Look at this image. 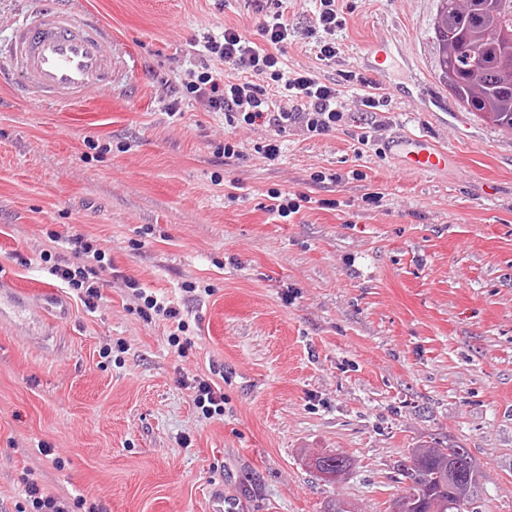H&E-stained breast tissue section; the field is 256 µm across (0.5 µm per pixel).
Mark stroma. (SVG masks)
I'll return each instance as SVG.
<instances>
[{
    "label": "stroma",
    "mask_w": 512,
    "mask_h": 512,
    "mask_svg": "<svg viewBox=\"0 0 512 512\" xmlns=\"http://www.w3.org/2000/svg\"><path fill=\"white\" fill-rule=\"evenodd\" d=\"M69 5L108 26L111 85L60 108L0 84V277L26 306L0 322V512H26V477L81 497L75 512H210L216 494L238 512H323L339 496L387 512L400 462L429 441L471 450L478 512H512V134L438 81L437 0H340L330 62L312 0H288L285 64L335 84L347 115L320 136L233 128L182 93L201 67L225 70L202 36L258 40L249 0ZM375 41L394 57L381 71ZM374 70L387 102L367 114ZM407 134L454 161L403 169L384 145ZM274 136L271 164L254 147ZM228 139L240 157H224ZM272 189L308 201L284 220ZM54 233L111 257L95 309L61 284L66 317L34 297L42 254L76 261ZM129 279L177 304L184 354ZM213 369L224 413L208 418L190 383ZM316 449L351 457L343 484L307 463Z\"/></svg>",
    "instance_id": "obj_1"
}]
</instances>
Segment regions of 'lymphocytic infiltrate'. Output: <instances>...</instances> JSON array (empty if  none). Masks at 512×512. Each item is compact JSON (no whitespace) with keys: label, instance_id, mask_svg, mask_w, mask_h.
Instances as JSON below:
<instances>
[{"label":"lymphocytic infiltrate","instance_id":"obj_1","mask_svg":"<svg viewBox=\"0 0 512 512\" xmlns=\"http://www.w3.org/2000/svg\"><path fill=\"white\" fill-rule=\"evenodd\" d=\"M345 23L336 8V0H319L313 30L317 32L320 59L332 60L339 51L336 31ZM259 41H252L238 29H225L221 39L205 37L210 57L223 61L231 71L220 77L202 69L185 90L206 99L210 108L223 113L229 124L266 125L277 133L300 125L314 136L335 131L344 120L343 106L335 85L321 81L312 71H290L283 62L290 30L282 11L264 14L259 25ZM281 95L292 103L291 109H276L273 97ZM80 259L76 265L53 264L48 273L53 280L67 285L86 307H95L101 297L102 275L112 266L106 253L81 234L63 239Z\"/></svg>","mask_w":512,"mask_h":512}]
</instances>
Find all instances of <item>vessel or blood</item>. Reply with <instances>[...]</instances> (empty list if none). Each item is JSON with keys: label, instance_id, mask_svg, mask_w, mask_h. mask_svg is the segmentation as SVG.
<instances>
[{"label": "vessel or blood", "instance_id": "vessel-or-blood-1", "mask_svg": "<svg viewBox=\"0 0 512 512\" xmlns=\"http://www.w3.org/2000/svg\"><path fill=\"white\" fill-rule=\"evenodd\" d=\"M8 58L29 94L48 103L73 104L111 79L112 35L101 23L55 0L16 25ZM388 152L416 172L445 168L449 158L424 135L397 137Z\"/></svg>", "mask_w": 512, "mask_h": 512}]
</instances>
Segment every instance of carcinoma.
<instances>
[{
  "label": "carcinoma",
  "instance_id": "carcinoma-1",
  "mask_svg": "<svg viewBox=\"0 0 512 512\" xmlns=\"http://www.w3.org/2000/svg\"><path fill=\"white\" fill-rule=\"evenodd\" d=\"M512 0H438L432 23L435 72L458 106L475 118L512 133ZM475 460L462 448L448 459L435 448L413 476L410 495L424 503L448 501V463Z\"/></svg>",
  "mask_w": 512,
  "mask_h": 512
}]
</instances>
